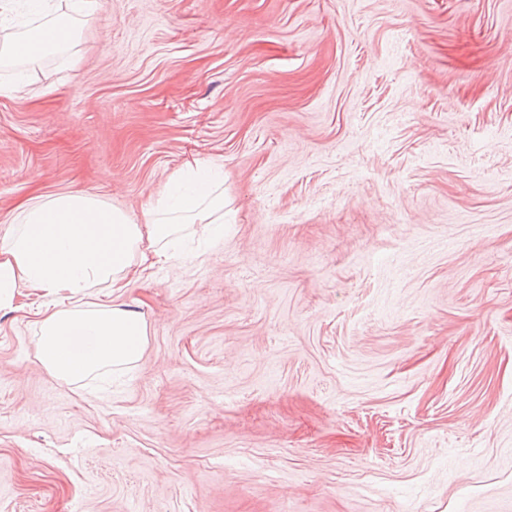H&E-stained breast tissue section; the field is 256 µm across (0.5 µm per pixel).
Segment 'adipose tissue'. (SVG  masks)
I'll use <instances>...</instances> for the list:
<instances>
[{
    "label": "adipose tissue",
    "instance_id": "1",
    "mask_svg": "<svg viewBox=\"0 0 512 512\" xmlns=\"http://www.w3.org/2000/svg\"><path fill=\"white\" fill-rule=\"evenodd\" d=\"M0 62L23 64L76 33L48 0H0ZM224 238V171L177 172L145 223L88 191L37 196L0 233V311L34 316L37 357L53 377L80 381L131 368L147 344L144 314L124 302L149 269L181 259L182 245Z\"/></svg>",
    "mask_w": 512,
    "mask_h": 512
}]
</instances>
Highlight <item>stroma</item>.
Segmentation results:
<instances>
[{
    "label": "stroma",
    "mask_w": 512,
    "mask_h": 512,
    "mask_svg": "<svg viewBox=\"0 0 512 512\" xmlns=\"http://www.w3.org/2000/svg\"><path fill=\"white\" fill-rule=\"evenodd\" d=\"M0 68V228L143 223L224 169V238L129 288L142 359L51 377L0 312V512H512V0H99Z\"/></svg>",
    "instance_id": "obj_1"
}]
</instances>
